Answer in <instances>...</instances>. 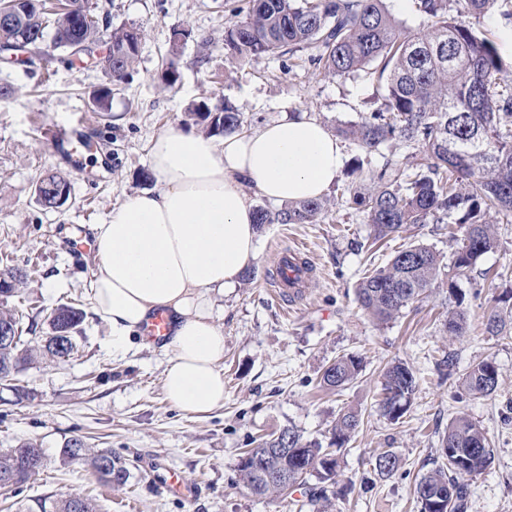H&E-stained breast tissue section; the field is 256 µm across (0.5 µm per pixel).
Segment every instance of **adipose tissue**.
Here are the masks:
<instances>
[{"mask_svg": "<svg viewBox=\"0 0 512 512\" xmlns=\"http://www.w3.org/2000/svg\"><path fill=\"white\" fill-rule=\"evenodd\" d=\"M336 137L317 118L285 116L216 139L170 127L153 139L155 186L125 196L95 227L93 306L125 353L158 309L170 315L163 387L184 412L224 403V332L217 294L234 287L257 257L253 204L245 186L273 203L323 196L343 165Z\"/></svg>", "mask_w": 512, "mask_h": 512, "instance_id": "ef3b65f1", "label": "adipose tissue"}]
</instances>
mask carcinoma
Returning <instances> with one entry per match:
<instances>
[{"instance_id": "1", "label": "carcinoma", "mask_w": 512, "mask_h": 512, "mask_svg": "<svg viewBox=\"0 0 512 512\" xmlns=\"http://www.w3.org/2000/svg\"><path fill=\"white\" fill-rule=\"evenodd\" d=\"M15 22L0 26V46L23 42L36 51L51 40L53 48L69 57L86 60L75 50L83 45L89 52L100 42L99 25H86L79 10L48 17L42 0H11ZM245 17L224 28V46L248 61L276 52L311 51L309 61L325 72L345 78L366 74L376 85L369 100V112L361 121L339 132L367 152L399 138L422 149L421 161L404 167L389 162L370 175L369 183L347 187L345 203L364 210L370 224L372 243L389 238L408 224H446L459 228L462 243L448 264V288L469 278L477 260L498 248L499 238L493 215L512 212V129H502L512 119V87L497 81L504 61L493 41L479 36L465 21L450 15L452 5L463 3V11L484 15L497 0H414L419 15L431 26L412 34L396 20L386 0H247ZM142 34L137 28L112 31L108 38L109 58L99 68L109 78L93 96L98 112L111 109L112 86L125 80L139 56ZM191 115L207 123L211 133L240 128V113L228 101L209 107L203 103ZM71 190L66 174L52 172L35 186L37 202L45 209H59L51 189ZM330 205L320 197L291 202L279 209H256L259 224H314ZM441 264L431 247L418 244L399 252L386 266L359 280L356 297L361 310L384 323L401 309L422 299L432 288ZM29 277L27 267H15L0 274V297H21ZM455 308L448 311V336L465 335L470 324L464 296L456 295ZM505 304L492 310L481 322L493 336L512 338V289L497 298ZM83 311L58 304L48 315L49 332L41 354L62 363L76 350V333ZM0 326L16 336L11 348L0 349V381H12L32 357L17 309L0 307ZM361 359L342 356L323 371L322 387L341 391L357 379ZM461 388L472 396H489L499 386L495 363L482 360L462 374ZM418 387V378L407 365L395 363L383 374L379 409L392 420L407 413ZM358 411L347 408L332 428L330 445L343 447L359 428ZM291 443L282 447L277 438L261 441L248 450L252 460L238 463V472L251 494L267 498L285 495L315 474L318 486L309 488L310 504L328 502L327 484L336 483L339 459L317 440H306L292 427L281 430ZM41 452L38 443L24 441L0 452V476L12 470L19 458ZM63 456L82 461L100 483L123 484L128 470L110 451H95L80 437L69 439ZM445 463L422 475L414 486L420 512H466L471 495L469 479L487 470L494 449L483 429L465 416L448 423L440 444ZM35 469L14 475L0 489L20 495L29 481L40 473ZM400 467L399 455L387 449L377 454L375 470L389 477ZM52 512H98L88 497L71 496L53 501Z\"/></svg>"}]
</instances>
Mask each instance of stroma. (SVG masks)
<instances>
[{
	"instance_id": "1",
	"label": "stroma",
	"mask_w": 512,
	"mask_h": 512,
	"mask_svg": "<svg viewBox=\"0 0 512 512\" xmlns=\"http://www.w3.org/2000/svg\"><path fill=\"white\" fill-rule=\"evenodd\" d=\"M243 0H87L104 21L101 36L117 28L142 32L140 54L125 81L112 93L111 113H92V96L104 84L100 70L63 60L43 44L49 63L36 69L0 65V273L32 264L22 305L35 316L29 338L40 345L48 332L43 316L61 302L85 313L77 351L69 362L33 356L19 377L30 391L16 401L0 388V451L19 441L41 445L44 468L24 492L0 499V512H27L36 499L91 497L101 512H313L303 489L289 498H258L239 479L237 464L254 440L291 427L305 439L329 444L340 410L355 407L361 425L339 451L341 469L327 512H420L416 480L439 460L440 438L451 418L463 415L484 429L495 458L472 481L468 512H512V338L484 333L481 321L504 287L512 285V214H497L500 244L481 256L470 278L458 282L471 328L449 339L444 328L454 295L440 272L426 298L386 323L371 321L358 307L355 286L368 271L385 266L400 250L424 243L450 261L458 239L444 224H410L376 245H368L365 213L341 201L354 181L368 180L385 161L408 162L412 147L393 139L365 153L340 138L344 165L327 193L331 204L314 224H266L258 228V253L235 287L218 297V324L224 330V405L192 416L165 397V357L160 346L134 336L127 354L112 353L109 326L95 313L88 281L94 255H74L67 240L106 223L127 194L155 185L150 176L152 138L167 127L205 132L188 110L205 102L232 103L243 131L272 122L283 113L306 112L328 129L360 121L371 81L326 74L306 54L271 55L245 62L227 53L224 28ZM190 38L172 47L174 30ZM176 57L174 90L161 78ZM79 130L90 142L73 169L61 147H48L51 126ZM362 171H355V163ZM67 172L71 195L56 211L36 201L35 185L47 172ZM302 245L313 272L293 305L279 301L268 279L279 257ZM502 280H484V269ZM457 292V293H458ZM454 353L456 366L440 364ZM363 359L358 378L341 393L318 386L323 369L337 357ZM492 360L499 387L487 397L465 394L459 381L479 361ZM407 364L419 379L408 412L398 420L378 407L382 372ZM81 436L93 448L112 451L128 466L126 483L100 486L82 463L64 460L66 441ZM395 450L402 467L392 477L377 474L376 455ZM165 462L198 487L193 502L170 495L151 478L146 460Z\"/></svg>"
}]
</instances>
